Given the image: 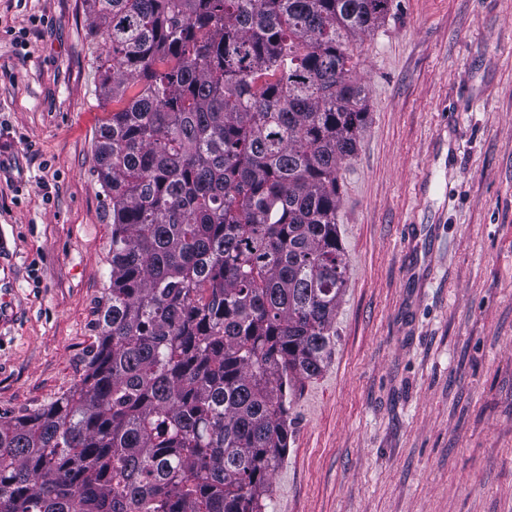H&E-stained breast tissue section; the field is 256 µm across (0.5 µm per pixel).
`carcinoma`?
<instances>
[{"label":"carcinoma","mask_w":512,"mask_h":512,"mask_svg":"<svg viewBox=\"0 0 512 512\" xmlns=\"http://www.w3.org/2000/svg\"><path fill=\"white\" fill-rule=\"evenodd\" d=\"M112 213L71 393L0 414V512H262L346 283L338 166L389 0H88Z\"/></svg>","instance_id":"1"}]
</instances>
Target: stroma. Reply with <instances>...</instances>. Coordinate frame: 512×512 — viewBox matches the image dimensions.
Instances as JSON below:
<instances>
[{"mask_svg": "<svg viewBox=\"0 0 512 512\" xmlns=\"http://www.w3.org/2000/svg\"><path fill=\"white\" fill-rule=\"evenodd\" d=\"M109 51L86 0H0V227L16 320L0 413L69 393L99 334ZM368 116L338 171L346 287L288 400L263 512H512V0H390L353 46Z\"/></svg>", "mask_w": 512, "mask_h": 512, "instance_id": "stroma-1", "label": "stroma"}]
</instances>
